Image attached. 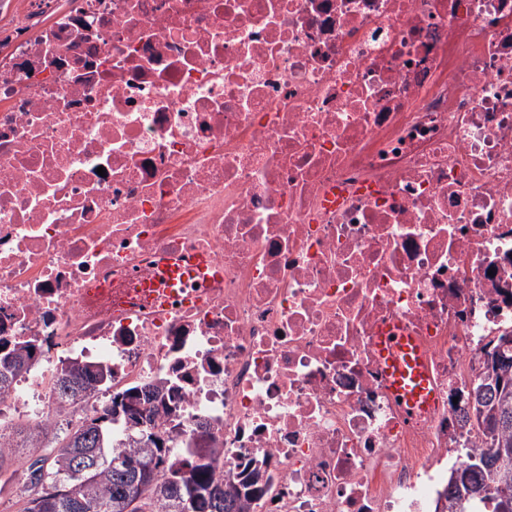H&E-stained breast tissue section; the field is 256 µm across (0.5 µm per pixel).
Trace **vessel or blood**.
Here are the masks:
<instances>
[{
    "label": "vessel or blood",
    "mask_w": 512,
    "mask_h": 512,
    "mask_svg": "<svg viewBox=\"0 0 512 512\" xmlns=\"http://www.w3.org/2000/svg\"><path fill=\"white\" fill-rule=\"evenodd\" d=\"M159 278L165 284H178L188 276L208 278L205 258L200 256H164L158 261ZM375 348L389 369V386L409 408L429 404L433 395L429 380L420 365V354L414 343L397 331L382 330L375 339Z\"/></svg>",
    "instance_id": "obj_1"
}]
</instances>
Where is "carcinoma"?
I'll return each instance as SVG.
<instances>
[{
    "instance_id": "cac0c4a2",
    "label": "carcinoma",
    "mask_w": 512,
    "mask_h": 512,
    "mask_svg": "<svg viewBox=\"0 0 512 512\" xmlns=\"http://www.w3.org/2000/svg\"><path fill=\"white\" fill-rule=\"evenodd\" d=\"M504 336L493 342L491 353H499L497 371L489 373L474 391V428L486 439V447L466 461L461 483H448L445 512H478L475 505L492 506V512H512V486L503 490L491 479V470L512 473V346H503ZM34 349H13L11 360L0 362V393L9 390L15 378L29 367ZM75 373L61 376L55 389L64 401H75L105 385L111 373L100 365L74 363ZM142 399L150 426L159 428L158 416H168L171 407L162 388L127 389L113 395ZM86 430L78 433L73 421L64 419L52 430L51 452L35 456L25 473L18 474L13 454L18 448L46 447L45 440L32 438L28 425L19 423L0 430L10 448L0 447V493L16 492L21 512H250L252 502L263 493L250 477L237 486H224L213 478L212 453L202 446L186 444L182 452L164 445L145 448L141 430L129 429L125 416L115 417L114 405L101 416L85 418ZM136 458L153 475L141 488L129 487L125 468Z\"/></svg>"
}]
</instances>
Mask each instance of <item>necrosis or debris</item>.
I'll return each instance as SVG.
<instances>
[{"label": "necrosis or debris", "mask_w": 512, "mask_h": 512, "mask_svg": "<svg viewBox=\"0 0 512 512\" xmlns=\"http://www.w3.org/2000/svg\"><path fill=\"white\" fill-rule=\"evenodd\" d=\"M0 39V425L157 385L252 512H430L512 330V0H26ZM105 175H98V168ZM205 255L198 303L146 295ZM415 339L405 409L373 345ZM65 361L111 392L60 401ZM159 279L163 281L168 288H156L154 284H150L149 288H155L161 293L169 294L171 291L170 284L177 285L178 282H184L189 273L193 276L199 275L204 279H209V269L207 260L201 256H163L158 263ZM9 357L10 361L1 359L0 362V394L8 391L15 378L29 367L34 359V349L29 345L21 346L13 349V353Z\"/></svg>", "instance_id": "obj_1"}]
</instances>
